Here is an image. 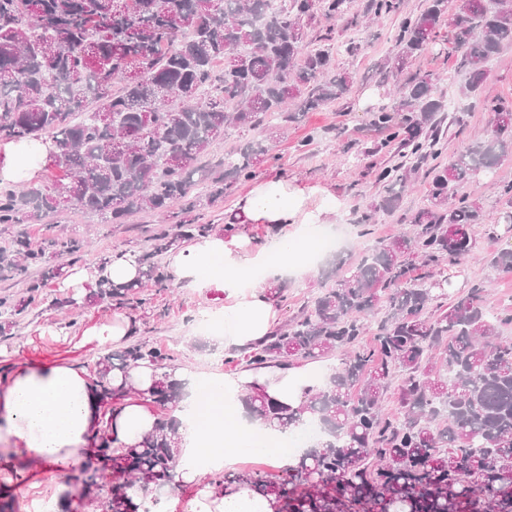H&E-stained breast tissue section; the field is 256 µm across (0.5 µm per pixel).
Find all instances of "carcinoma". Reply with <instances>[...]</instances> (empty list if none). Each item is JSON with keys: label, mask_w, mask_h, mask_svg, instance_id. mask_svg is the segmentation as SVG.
<instances>
[{"label": "carcinoma", "mask_w": 512, "mask_h": 512, "mask_svg": "<svg viewBox=\"0 0 512 512\" xmlns=\"http://www.w3.org/2000/svg\"><path fill=\"white\" fill-rule=\"evenodd\" d=\"M352 0H0V142L48 137L53 168L62 175L20 191L0 192V224L21 213L35 217L74 210L111 216L175 207L193 212L256 174L265 141L224 154V179L197 165L230 127L254 129L315 112L346 94L351 73L331 67L334 29L308 39L318 19L349 15ZM401 0H367L366 15L400 11ZM453 29L462 94L479 99L487 66L512 44V0H428L402 19L395 49L382 65L395 78L438 37L443 19ZM436 78L415 73L397 86L392 124L383 108L373 124L390 130L400 161L375 174L384 195L358 217L367 224L401 207L410 178L443 152L446 104L434 96ZM492 115L487 139L468 145L446 165L426 171L427 204L408 223L413 234L375 245L354 268L336 265L335 285L311 307L275 330L249 356L251 365L314 360L341 352L328 385L297 410L264 395L243 398L246 413L290 426L307 412L330 440L306 450L284 476L258 470L212 477L273 497V512H512V342L499 326L512 315L486 303L487 285L450 294L438 283L465 273L485 224L479 202L462 192L492 174L512 150V100L483 101ZM500 219L512 231V184L500 187ZM208 224H173L154 237L146 283L161 284L151 258L176 242L205 234ZM43 248L17 241L0 251V271H27ZM512 274V248L485 259ZM425 272L415 274L416 267ZM132 288L99 286L95 296L122 301ZM378 320L375 343L358 340ZM148 359L165 366L160 347L133 344L105 355L93 385L108 412L123 398L106 373ZM401 374L400 412L385 410L395 372ZM178 382H158L163 409L176 402ZM175 420L160 418L155 434L119 454L100 437L96 461L81 472L82 496L99 512H149L130 491L172 485L177 458Z\"/></svg>", "instance_id": "cac0c4a2"}]
</instances>
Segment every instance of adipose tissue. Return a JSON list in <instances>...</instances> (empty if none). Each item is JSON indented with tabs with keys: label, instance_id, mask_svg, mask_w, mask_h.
<instances>
[{
	"label": "adipose tissue",
	"instance_id": "ef3b65f1",
	"mask_svg": "<svg viewBox=\"0 0 512 512\" xmlns=\"http://www.w3.org/2000/svg\"><path fill=\"white\" fill-rule=\"evenodd\" d=\"M55 150L52 141L29 139L0 143V183L37 178ZM336 196L321 184L300 185L281 176L255 181L236 199L223 233H213L169 250L166 262L177 281L218 287L226 304L205 311L196 333L215 351L252 348L278 321L269 290L291 276L312 273L327 233V216ZM272 230L259 241L251 228ZM143 278L129 255L112 254L100 266L68 270L64 285L81 292L85 283L106 280L119 286ZM121 314L85 326L77 346H118L130 334ZM165 369L142 360L108 375L125 390L116 410L101 414L86 370L67 364L21 362L0 375V488L15 493L21 512H66L76 501L72 478L95 458L98 435L108 431L114 447L124 448L152 433L159 419L153 391ZM182 387L170 414L177 421V475L165 498V512H272L266 498L246 486L209 483L211 475L232 470L241 456L264 452L278 466L301 454L292 445L295 427H279L245 415L241 398L258 392L269 400L298 407L304 394L324 387L333 365L300 360L294 365L248 366L232 374H203L187 368L171 372ZM48 477L43 498L30 491L32 470Z\"/></svg>",
	"mask_w": 512,
	"mask_h": 512
}]
</instances>
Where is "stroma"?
<instances>
[{
  "label": "stroma",
  "instance_id": "1",
  "mask_svg": "<svg viewBox=\"0 0 512 512\" xmlns=\"http://www.w3.org/2000/svg\"><path fill=\"white\" fill-rule=\"evenodd\" d=\"M400 21V16L391 15L359 26L349 38H338L333 63L336 68L353 72L350 92L321 110L305 113L290 123L284 134L271 139L268 159L256 173L260 179L279 175L328 184L338 200L335 227L353 228L344 247L322 260L315 274L284 282V299L277 304L280 322H287L321 289L333 285L337 263L356 266L375 242L400 236L407 228L405 214L422 207L427 199L429 184L420 176L405 193L399 212L376 215L370 224L357 221L366 205L383 191L382 184L374 179L375 172L398 161L394 145L386 141V130L374 126L372 119L374 112L392 102L394 87L384 82L378 66L394 48ZM413 69L438 76L436 93L443 96L449 115L458 118L448 128L441 162H448L467 145L487 137L490 114L460 92L466 76L458 69L450 28H441L435 44L415 61ZM507 183H512V154L504 157L492 183L468 186V193L474 194L483 207L486 223H498L502 207L496 187ZM248 187V182H238L209 206L180 212L167 220L147 210L132 214L120 224L70 210L41 218L23 214L17 223L0 224V248L11 249L14 240L26 238L45 248L51 265L65 270L93 266L119 251L141 255L151 250L153 236L172 223L186 221L208 224L215 230L223 228L236 198ZM70 238L82 241L81 251L74 256L59 254L58 242ZM37 273L32 267L28 272L0 278V297H10L21 310L15 326L0 332V368L34 361L73 364L94 371L101 350L75 347L72 339L89 319L104 320L119 312L131 322L130 343L163 347L174 364L211 372L207 348L194 337L192 327L199 310L223 306V290L190 288L171 275L161 285L138 289L123 305L87 300L75 307L69 305L70 294L56 279L38 295H31L27 280Z\"/></svg>",
  "mask_w": 512,
  "mask_h": 512
}]
</instances>
